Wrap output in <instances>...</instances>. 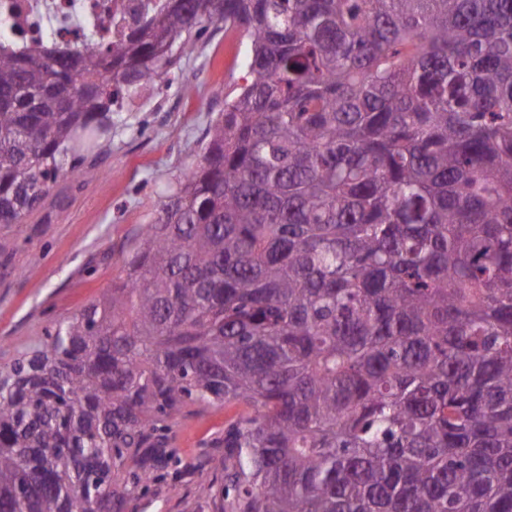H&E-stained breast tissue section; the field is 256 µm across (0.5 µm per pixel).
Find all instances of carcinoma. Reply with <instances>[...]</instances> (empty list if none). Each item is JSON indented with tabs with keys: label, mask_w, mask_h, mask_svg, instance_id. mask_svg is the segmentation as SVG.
<instances>
[{
	"label": "carcinoma",
	"mask_w": 512,
	"mask_h": 512,
	"mask_svg": "<svg viewBox=\"0 0 512 512\" xmlns=\"http://www.w3.org/2000/svg\"><path fill=\"white\" fill-rule=\"evenodd\" d=\"M215 22L250 56L200 159L0 371V512H122L231 402L221 512H512V0H165L68 54L0 16V225Z\"/></svg>",
	"instance_id": "cac0c4a2"
}]
</instances>
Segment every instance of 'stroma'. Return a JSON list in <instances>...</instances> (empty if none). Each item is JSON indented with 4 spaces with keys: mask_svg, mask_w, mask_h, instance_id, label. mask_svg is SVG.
I'll return each instance as SVG.
<instances>
[{
    "mask_svg": "<svg viewBox=\"0 0 512 512\" xmlns=\"http://www.w3.org/2000/svg\"><path fill=\"white\" fill-rule=\"evenodd\" d=\"M247 44L209 27L151 98H134L107 151L61 180L27 223L0 225V367L55 320L111 288L122 253L156 215L160 192L202 154L204 130L243 83ZM244 405L185 408L169 434L175 462L124 512H215L224 485V429Z\"/></svg>",
    "mask_w": 512,
    "mask_h": 512,
    "instance_id": "obj_1",
    "label": "stroma"
}]
</instances>
